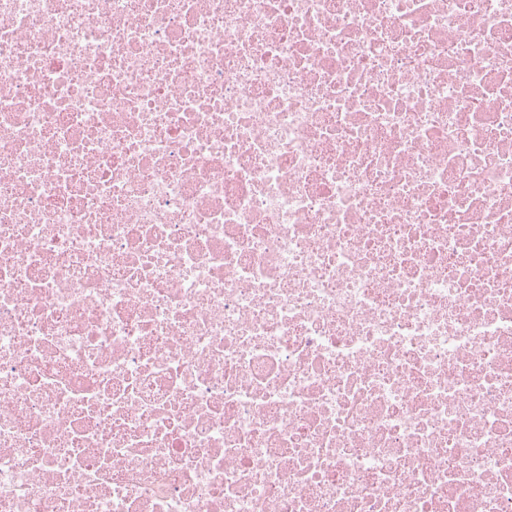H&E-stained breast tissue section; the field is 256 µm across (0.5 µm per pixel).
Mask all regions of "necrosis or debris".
Instances as JSON below:
<instances>
[{
    "mask_svg": "<svg viewBox=\"0 0 512 512\" xmlns=\"http://www.w3.org/2000/svg\"><path fill=\"white\" fill-rule=\"evenodd\" d=\"M0 512H512V0H0Z\"/></svg>",
    "mask_w": 512,
    "mask_h": 512,
    "instance_id": "necrosis-or-debris-1",
    "label": "necrosis or debris"
}]
</instances>
